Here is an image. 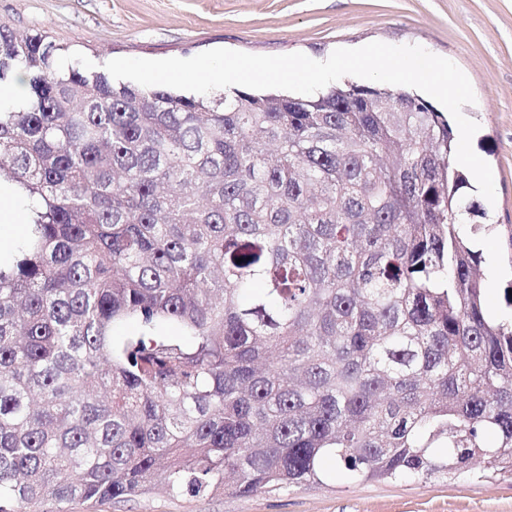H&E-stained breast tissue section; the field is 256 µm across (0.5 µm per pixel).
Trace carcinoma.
<instances>
[{
	"mask_svg": "<svg viewBox=\"0 0 512 512\" xmlns=\"http://www.w3.org/2000/svg\"><path fill=\"white\" fill-rule=\"evenodd\" d=\"M0 24V512L512 474V324L444 115L403 89L185 96ZM137 331L116 341L117 324ZM163 321L181 338L157 334ZM21 81L3 87L0 85V105L2 107L21 108L27 101V83L25 76H22ZM24 84V85H23ZM25 86V87H24ZM26 88V90H25ZM34 200L22 199L14 185L0 182V262L9 265L15 247L31 237Z\"/></svg>",
	"mask_w": 512,
	"mask_h": 512,
	"instance_id": "obj_1",
	"label": "carcinoma"
}]
</instances>
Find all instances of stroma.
<instances>
[{"label":"stroma","mask_w":512,"mask_h":512,"mask_svg":"<svg viewBox=\"0 0 512 512\" xmlns=\"http://www.w3.org/2000/svg\"><path fill=\"white\" fill-rule=\"evenodd\" d=\"M0 23L40 32L87 72L119 57L187 59L226 48L257 55L301 52L325 60L338 48L379 41L419 45L454 62L476 97L464 115L472 147L491 167L494 230L482 252L489 305L512 319V0H0ZM71 512H512V477L364 482L327 465L321 482L241 495L158 491L125 501L74 503Z\"/></svg>","instance_id":"obj_1"}]
</instances>
